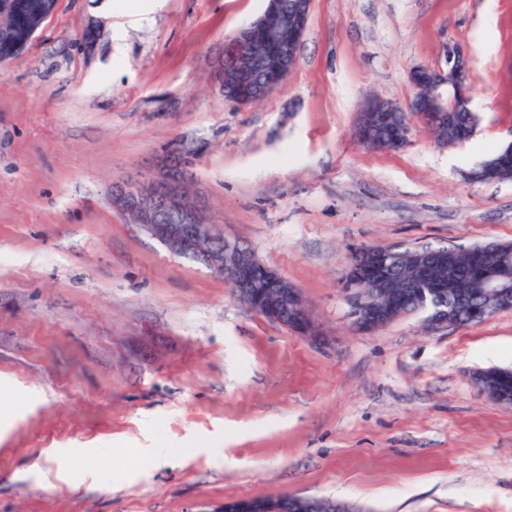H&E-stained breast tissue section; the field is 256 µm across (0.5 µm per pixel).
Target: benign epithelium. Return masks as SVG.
Wrapping results in <instances>:
<instances>
[{"instance_id":"benign-epithelium-1","label":"benign epithelium","mask_w":512,"mask_h":512,"mask_svg":"<svg viewBox=\"0 0 512 512\" xmlns=\"http://www.w3.org/2000/svg\"><path fill=\"white\" fill-rule=\"evenodd\" d=\"M312 0H266L262 14L234 34L224 49V56L215 63V73L224 95L239 98L247 107L279 89L299 62V47L306 32ZM43 22L29 28L22 40L14 43L0 62H15L42 28ZM443 63L421 65L409 71V81L415 94L407 107L382 99L369 98L359 107L360 126L366 132L367 143L375 150L393 151L409 141L411 125L403 122L402 137L392 145L376 135L377 128L394 122L400 112H415L431 131L436 141L451 146L454 141L448 130L435 125L437 112H469L470 73L472 60L465 49L445 41L440 46ZM112 205L132 224H139L175 253L204 258L217 273L224 275L243 301L259 314L306 336H321L319 325L305 309L299 289L261 263L250 251L224 240V235L212 239L215 225L203 215L202 205L194 199L190 184L181 176L167 171L150 181L112 186ZM394 248L373 247L355 255L346 273L347 289L351 291L352 315L364 332L378 330L394 318L395 304L382 302L372 290L392 288L390 278L383 275L369 283L359 273L366 262L384 265L388 257L406 258L413 268V278H427L434 262L427 252L392 254ZM484 292L499 305H512V277L493 275L481 284ZM429 324L436 327L455 325L448 310L438 300L431 301ZM476 384L496 402L507 397L499 393L485 371L475 373ZM281 500L252 497L247 500V512H280Z\"/></svg>"}]
</instances>
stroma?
<instances>
[{"label": "stroma", "instance_id": "1", "mask_svg": "<svg viewBox=\"0 0 512 512\" xmlns=\"http://www.w3.org/2000/svg\"><path fill=\"white\" fill-rule=\"evenodd\" d=\"M263 0H57L0 66V512H222L297 495L339 512H512V309L360 332L363 247L512 242V0H313L300 61L251 107L213 62ZM472 59L475 132L373 151L362 100L400 104L443 41ZM176 168L206 218L300 291L324 339L112 206ZM54 10H55V8H54ZM54 10H53V12H54ZM52 13L50 15H48L47 17H45L44 19L40 20V22L35 23L31 28H29L25 32L22 40L14 43L12 45V47L10 48L9 52L0 57V62L1 63L15 62V61L21 60L26 48L28 47L30 42L33 40L36 33L42 28V25L44 24V22L52 15Z\"/></svg>", "mask_w": 512, "mask_h": 512}]
</instances>
